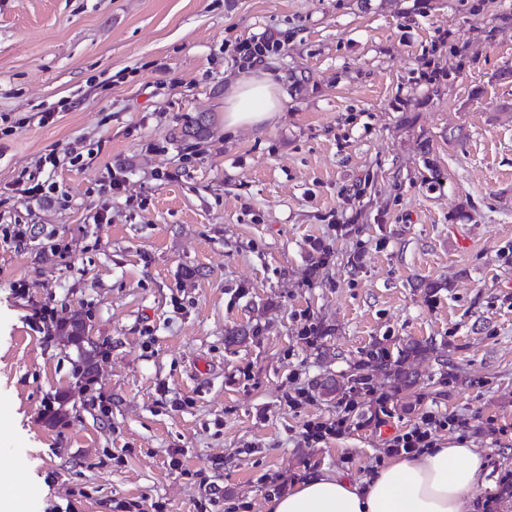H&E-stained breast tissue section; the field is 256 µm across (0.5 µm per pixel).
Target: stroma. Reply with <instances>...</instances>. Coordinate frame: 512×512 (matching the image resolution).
<instances>
[{
	"label": "stroma",
	"instance_id": "35a3bbf8",
	"mask_svg": "<svg viewBox=\"0 0 512 512\" xmlns=\"http://www.w3.org/2000/svg\"><path fill=\"white\" fill-rule=\"evenodd\" d=\"M268 34L282 110L227 133ZM425 340L415 386L372 374ZM328 377L358 408L311 444ZM427 411L468 421L437 439L512 512V0H0V471L30 489L8 512H267L383 467Z\"/></svg>",
	"mask_w": 512,
	"mask_h": 512
}]
</instances>
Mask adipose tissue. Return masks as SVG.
I'll return each mask as SVG.
<instances>
[{"label": "adipose tissue", "instance_id": "ef3b65f1", "mask_svg": "<svg viewBox=\"0 0 512 512\" xmlns=\"http://www.w3.org/2000/svg\"><path fill=\"white\" fill-rule=\"evenodd\" d=\"M276 84L249 70L224 101V128L259 129L281 110ZM488 473L484 457L464 446L429 448L392 460L358 480L321 472L275 494L268 512H474Z\"/></svg>", "mask_w": 512, "mask_h": 512}]
</instances>
